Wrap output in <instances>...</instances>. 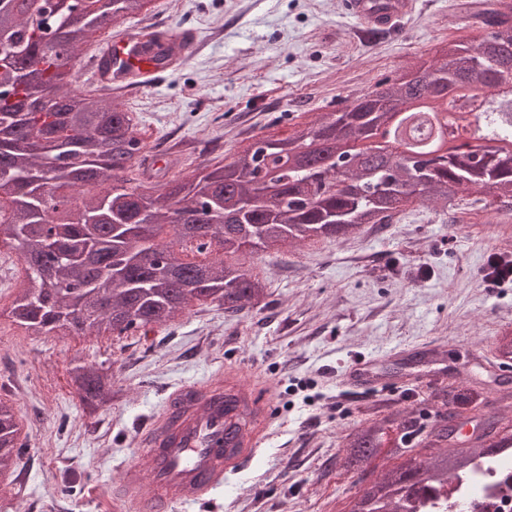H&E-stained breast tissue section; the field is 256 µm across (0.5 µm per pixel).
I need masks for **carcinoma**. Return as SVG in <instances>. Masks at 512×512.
<instances>
[{
	"instance_id": "obj_1",
	"label": "carcinoma",
	"mask_w": 512,
	"mask_h": 512,
	"mask_svg": "<svg viewBox=\"0 0 512 512\" xmlns=\"http://www.w3.org/2000/svg\"><path fill=\"white\" fill-rule=\"evenodd\" d=\"M147 0H112V21L139 15ZM45 20L21 15L0 26V190H22L18 222L12 224L27 265L18 281L13 322L30 336L51 333L104 336L174 320L193 302L237 313L266 295L265 280L226 262L246 247L279 250L314 238L340 237L365 227L390 224L409 201H427L446 216L459 206L460 193L481 186L504 208L512 207V152L492 150L474 160L464 151L425 166L387 160L367 171L352 165L336 173L307 159L294 168L282 161L315 145L334 146L350 137L366 139L384 121L379 105L413 95L445 98L458 83L512 80V3L494 0L484 12L487 36L475 46L450 42L433 62L385 79L328 122L306 125L279 141L233 154L199 176L167 178L145 168L146 143L130 113L112 97L89 95L61 83V53L44 49ZM98 25L65 36L75 59ZM512 100L489 99L476 123L464 132L479 142L512 141L506 113ZM32 136L38 148L16 144ZM137 169L139 184L126 173ZM158 193L147 196L144 184ZM79 194L77 219L60 225L55 236L41 233L50 223L55 191ZM501 365L512 363V331L496 339ZM69 377L84 406L112 404V375L76 363ZM436 405L468 406L472 400L449 391L434 395ZM447 412L431 422L390 414L368 420L348 434L336 464L360 470L384 454L395 461L351 503L348 512H416L442 497L448 482L469 479L475 462H495L497 449L512 448V431L483 421V432L465 444L454 434ZM12 403L0 400V472H13L22 459ZM437 449L423 460L412 441Z\"/></svg>"
}]
</instances>
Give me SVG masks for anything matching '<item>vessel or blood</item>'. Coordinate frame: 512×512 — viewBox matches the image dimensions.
Returning a JSON list of instances; mask_svg holds the SVG:
<instances>
[{"mask_svg":"<svg viewBox=\"0 0 512 512\" xmlns=\"http://www.w3.org/2000/svg\"><path fill=\"white\" fill-rule=\"evenodd\" d=\"M418 0H345L358 40L398 31ZM139 27L91 45L89 73L94 83L127 89L150 87L158 72L157 54L187 49L195 53L191 29L166 30L156 44H145ZM446 379L444 369L428 367L388 376L376 360L347 369L341 382L356 389L405 388L430 391ZM275 403L267 387L226 368L200 383L181 384L167 395L160 412L135 440L136 457L125 462L109 492L128 512H172L178 505L206 502L223 485L226 473L253 456L274 419Z\"/></svg>","mask_w":512,"mask_h":512,"instance_id":"b4317fda","label":"vessel or blood"}]
</instances>
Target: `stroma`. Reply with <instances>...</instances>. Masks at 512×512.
<instances>
[{"mask_svg": "<svg viewBox=\"0 0 512 512\" xmlns=\"http://www.w3.org/2000/svg\"><path fill=\"white\" fill-rule=\"evenodd\" d=\"M462 0H432L392 35L357 41L338 0H149L140 21L193 28L197 55L157 73L120 104L147 146L178 140L181 166H211L260 139L344 111L378 81L436 57L451 41L477 44ZM496 210L442 217L410 202L383 230L252 248L233 263L263 273L268 294L229 314L199 302L173 322L101 338L29 336L9 317L22 279L19 253L0 256V398L11 399L23 445L21 475L0 476V512H119L108 487L130 457L139 426L162 406L163 389L201 382L228 365L267 385L278 416L259 454L209 502L173 512H346L390 467L378 455L363 472L336 466L338 438L363 424L365 407L385 401L419 417L426 393L347 391L339 378L374 359L389 371L391 351L432 341L446 346L448 383L512 389V369L490 375L472 355L494 351L512 330V281L490 283L491 259L512 262V235L498 234ZM111 368L116 398L88 413L67 373L72 356Z\"/></svg>", "mask_w": 512, "mask_h": 512, "instance_id": "1", "label": "stroma"}]
</instances>
